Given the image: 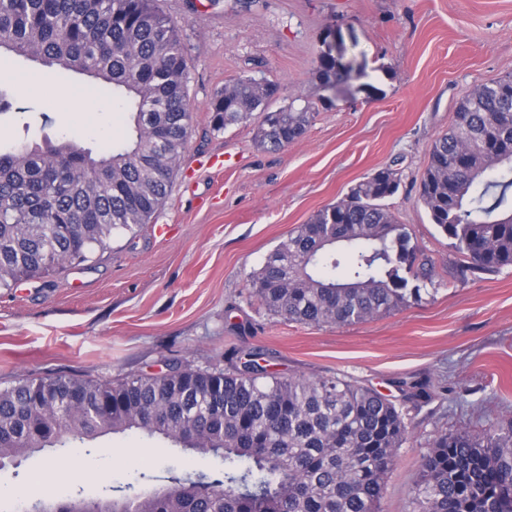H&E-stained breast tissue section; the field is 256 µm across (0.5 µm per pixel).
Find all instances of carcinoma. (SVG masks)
I'll return each instance as SVG.
<instances>
[{"label":"carcinoma","instance_id":"obj_1","mask_svg":"<svg viewBox=\"0 0 512 512\" xmlns=\"http://www.w3.org/2000/svg\"><path fill=\"white\" fill-rule=\"evenodd\" d=\"M99 80L126 102L130 130L106 156L72 142L0 149V288L91 259L116 231L151 222L187 142L191 108L185 46L155 0H0V51ZM347 69L325 53L315 78L330 90ZM211 102L221 129L253 116L260 146L303 135L306 105L271 107L275 84L229 83ZM396 173L380 169L295 227L251 276L252 295L288 322L349 325L421 300L408 277L428 263L387 199ZM512 73L462 96L432 144L420 199L451 240L466 282L512 266ZM337 245L345 261L327 256ZM248 353L231 370L167 365L165 375L98 383L67 375L0 389V462L68 438L136 433L222 460L214 477L172 471L170 485L114 498L23 501L17 512H379L386 477L409 432L382 394L336 378L277 377ZM412 512H512V413L483 434L439 433L421 463Z\"/></svg>","mask_w":512,"mask_h":512}]
</instances>
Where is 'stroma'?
<instances>
[{
	"mask_svg": "<svg viewBox=\"0 0 512 512\" xmlns=\"http://www.w3.org/2000/svg\"><path fill=\"white\" fill-rule=\"evenodd\" d=\"M176 22L189 64L191 129L153 223L113 235L92 261L0 288V388L65 373L97 382L155 374L179 361L225 369L260 350L282 377L343 378L399 406L409 440L397 451L380 512H411L429 442L440 432H483L512 412V267L460 282L459 257L432 224L420 182L435 138L459 99L512 73V0H159ZM362 69L348 92L328 96L314 79L324 42ZM0 77L13 109L0 116V147L67 138L108 150L124 128L120 99L73 73L65 95L38 62L4 53ZM278 84L274 107L309 101L314 119L276 151L258 145L256 119L218 130L211 99L236 78ZM50 110H43L44 100ZM221 154L220 167L203 166ZM382 168L401 180L387 204L433 264L419 302L361 323L321 327L284 321L250 295L248 279L298 225ZM172 225L160 237L157 225ZM430 383L433 399L406 402L399 380ZM143 448V472L110 449ZM80 453L85 472L33 487L48 460ZM179 451L136 436L107 435L6 461L0 486H32L31 500L80 490L114 496L167 484Z\"/></svg>",
	"mask_w": 512,
	"mask_h": 512,
	"instance_id": "obj_1",
	"label": "stroma"
}]
</instances>
